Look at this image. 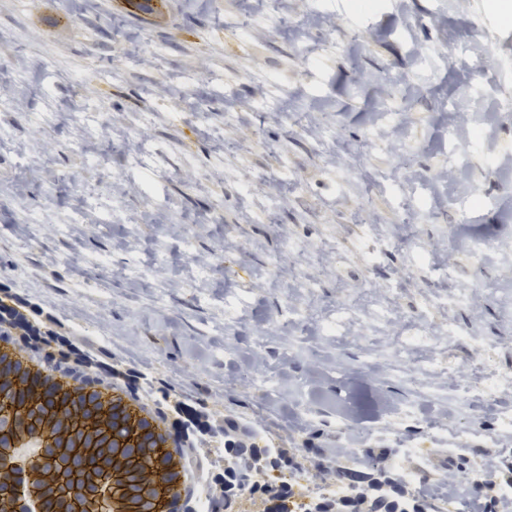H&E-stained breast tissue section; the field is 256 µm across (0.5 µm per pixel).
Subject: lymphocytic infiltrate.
I'll list each match as a JSON object with an SVG mask.
<instances>
[{
  "mask_svg": "<svg viewBox=\"0 0 512 512\" xmlns=\"http://www.w3.org/2000/svg\"><path fill=\"white\" fill-rule=\"evenodd\" d=\"M29 302L20 297L0 299V330L15 332L21 343L44 353L46 361L62 359L69 363L70 373L80 375L95 371V381L106 385L123 381L133 394L154 402L161 418L171 419L172 426L189 460V479L205 478L208 502L216 504L226 496L224 474L214 472L213 461L203 453L214 432H221L228 448H254L261 442V432L254 423H245L212 411L202 400H157L152 387L142 385L139 371L120 369L94 357L91 351L72 342L68 334L36 322L28 314ZM350 454L346 448L318 451L317 462L305 466L289 448H272L267 455L246 460L250 471V487L258 491L262 512H278L282 501L300 504V512H385L380 501L394 494L405 499L409 512H431L435 501L455 494L460 466L449 463L443 477L421 475L410 481H398L385 474L359 472L350 480L344 462ZM284 464L291 472L289 481L273 484L270 475L274 463ZM311 468L306 480H298L303 468ZM469 512H512V461L499 456L483 459L481 472L468 488Z\"/></svg>",
  "mask_w": 512,
  "mask_h": 512,
  "instance_id": "f902f5d3",
  "label": "lymphocytic infiltrate"
}]
</instances>
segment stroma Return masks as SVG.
I'll use <instances>...</instances> for the list:
<instances>
[{
  "label": "stroma",
  "instance_id": "obj_1",
  "mask_svg": "<svg viewBox=\"0 0 512 512\" xmlns=\"http://www.w3.org/2000/svg\"><path fill=\"white\" fill-rule=\"evenodd\" d=\"M352 2L169 0L149 22L0 0V285L302 457L434 473L454 448L475 470L488 436L512 457V389L481 393L512 373V23L501 0ZM474 125L487 149L444 177ZM423 320L436 343L401 347Z\"/></svg>",
  "mask_w": 512,
  "mask_h": 512
}]
</instances>
